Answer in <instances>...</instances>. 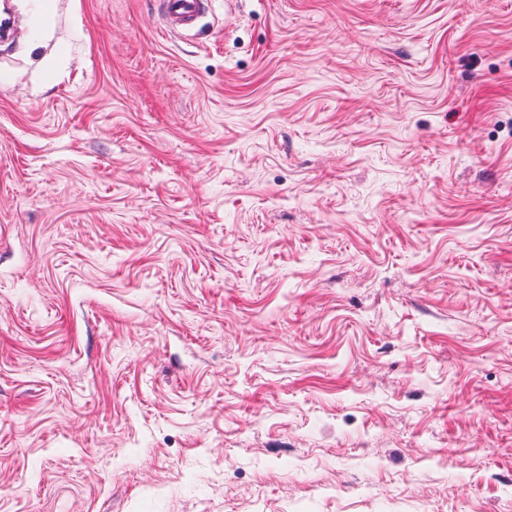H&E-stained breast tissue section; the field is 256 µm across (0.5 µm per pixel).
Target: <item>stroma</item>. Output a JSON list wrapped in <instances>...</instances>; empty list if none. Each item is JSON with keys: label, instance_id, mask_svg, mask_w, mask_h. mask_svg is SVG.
Listing matches in <instances>:
<instances>
[{"label": "stroma", "instance_id": "stroma-1", "mask_svg": "<svg viewBox=\"0 0 512 512\" xmlns=\"http://www.w3.org/2000/svg\"><path fill=\"white\" fill-rule=\"evenodd\" d=\"M0 512H512V0H9ZM161 17L168 31L178 33L193 26L210 6V0H162Z\"/></svg>", "mask_w": 512, "mask_h": 512}]
</instances>
